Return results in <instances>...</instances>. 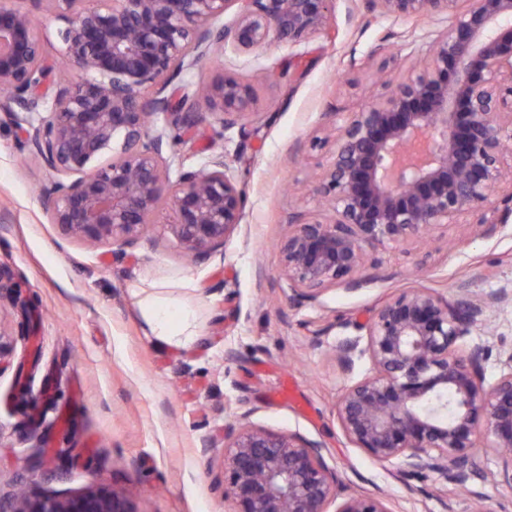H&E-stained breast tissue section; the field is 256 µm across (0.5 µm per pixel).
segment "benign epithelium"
<instances>
[{"instance_id": "1", "label": "benign epithelium", "mask_w": 512, "mask_h": 512, "mask_svg": "<svg viewBox=\"0 0 512 512\" xmlns=\"http://www.w3.org/2000/svg\"><path fill=\"white\" fill-rule=\"evenodd\" d=\"M19 0H0V112L26 134L54 178L43 189L51 223L90 245H137L146 226L171 232L193 257L224 249L245 197L225 155L188 163L178 131L212 117L216 135L252 113L253 88L233 76L173 100L176 78L214 45L250 52L299 44L324 28L330 0H48L64 27L55 72L38 23ZM385 16L448 13L426 63L382 84L379 99L334 126L331 157L308 194L322 213L290 218L277 247L279 276L316 301L336 284L361 285L368 253L417 243L448 224L492 232L512 219V0H368ZM237 18L224 25L225 12ZM161 126L149 130L151 120ZM178 161L176 177L170 162ZM506 297L454 302L405 288L336 345L345 372L368 355L372 368L347 386L336 416L347 439L403 475L429 471L467 489L485 473L479 422L512 487V351L484 385L491 350L466 343ZM224 497L234 512H392L375 495L337 500L323 446L297 434L247 426L224 437ZM11 512H130L117 492L25 496Z\"/></svg>"}]
</instances>
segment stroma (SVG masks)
I'll use <instances>...</instances> for the list:
<instances>
[{
    "label": "stroma",
    "mask_w": 512,
    "mask_h": 512,
    "mask_svg": "<svg viewBox=\"0 0 512 512\" xmlns=\"http://www.w3.org/2000/svg\"><path fill=\"white\" fill-rule=\"evenodd\" d=\"M453 16L420 21L381 15L367 0H330V35L301 45L272 43L246 53L219 47L169 88L233 75L255 92L256 112L227 131L222 146L245 194L237 230L222 252L193 261L162 227L124 252L63 237L42 190L53 179L0 121V264L14 285L0 290V329L14 351L0 368V512L18 491L67 498L91 489L124 493L132 512H230L224 498V436L250 425L298 434L324 447L345 493L384 494L392 512H512V487L484 449L488 480L470 490L437 475L398 478L344 436L336 403L371 369L344 373L334 320L367 321L402 289L422 286L448 300L512 292V223L489 236L449 225L428 243L370 254L365 281L337 285L318 301L290 300L277 242L292 214L315 216L293 184L316 181L327 150L312 148L335 118L362 110L375 93L373 48L400 79ZM167 285L188 301L204 329L193 347L156 346L144 334L139 289ZM190 292H183L184 283ZM471 341L512 348V295ZM299 394L279 396L284 380ZM483 503H476L473 492Z\"/></svg>",
    "instance_id": "obj_1"
}]
</instances>
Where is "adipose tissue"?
<instances>
[{"mask_svg":"<svg viewBox=\"0 0 512 512\" xmlns=\"http://www.w3.org/2000/svg\"><path fill=\"white\" fill-rule=\"evenodd\" d=\"M141 312L148 334L157 345L187 347L203 336L192 312L185 307L174 308L166 289H151L141 302Z\"/></svg>","mask_w":512,"mask_h":512,"instance_id":"ef3b65f1","label":"adipose tissue"}]
</instances>
